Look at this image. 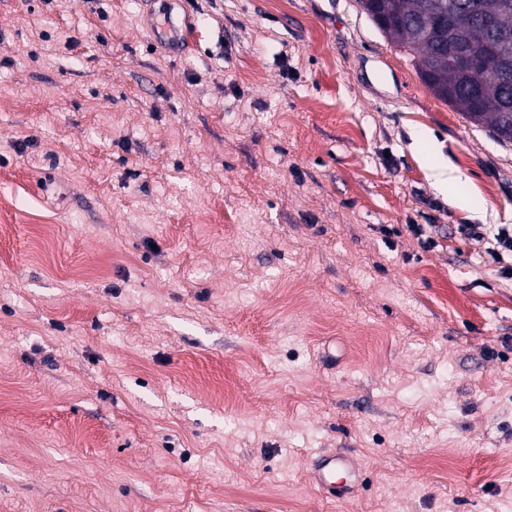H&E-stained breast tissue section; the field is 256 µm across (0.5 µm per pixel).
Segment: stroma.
<instances>
[{
    "label": "stroma",
    "instance_id": "35a3bbf8",
    "mask_svg": "<svg viewBox=\"0 0 512 512\" xmlns=\"http://www.w3.org/2000/svg\"><path fill=\"white\" fill-rule=\"evenodd\" d=\"M0 200V512H512V143L357 0H0ZM492 238L495 241V244H497V250L492 249V251H488V253L493 257V259L497 263H502L504 260V253L507 255H510V260L512 261V226L510 227L508 225H500L493 233ZM506 265L502 267L503 272H505L507 275H512V265ZM358 468L352 457L343 453L330 452L312 465V479L319 487L328 488L336 495V476L344 480L338 488L346 489L347 485L357 479Z\"/></svg>",
    "mask_w": 512,
    "mask_h": 512
}]
</instances>
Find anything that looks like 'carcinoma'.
<instances>
[{
    "mask_svg": "<svg viewBox=\"0 0 512 512\" xmlns=\"http://www.w3.org/2000/svg\"><path fill=\"white\" fill-rule=\"evenodd\" d=\"M434 96L512 142V0H358Z\"/></svg>",
    "mask_w": 512,
    "mask_h": 512,
    "instance_id": "carcinoma-1",
    "label": "carcinoma"
}]
</instances>
